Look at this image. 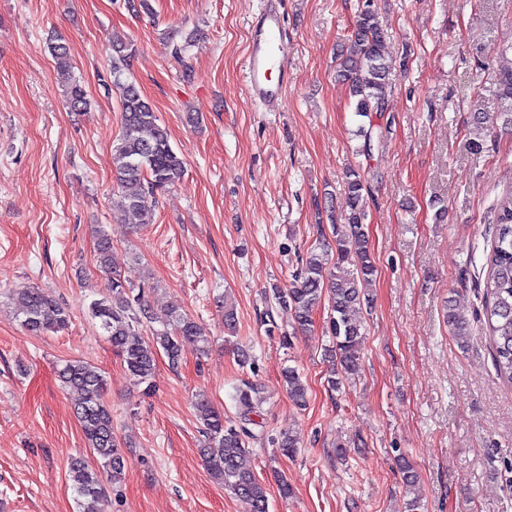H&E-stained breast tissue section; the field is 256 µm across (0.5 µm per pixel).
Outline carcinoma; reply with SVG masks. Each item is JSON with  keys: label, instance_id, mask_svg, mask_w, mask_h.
<instances>
[{"label": "carcinoma", "instance_id": "cac0c4a2", "mask_svg": "<svg viewBox=\"0 0 512 512\" xmlns=\"http://www.w3.org/2000/svg\"><path fill=\"white\" fill-rule=\"evenodd\" d=\"M385 26L375 5L358 6L356 20L346 54L342 55L336 77L349 85L356 115L372 119L386 111L391 87L390 65L385 58ZM47 46L56 60L64 82L68 107L80 112L88 105L86 91L71 70L69 47L62 39L51 35ZM112 86L119 91L121 126L113 141L112 155L120 191L121 209L142 217V223H152L156 193L175 185L184 175V165L170 144L166 127L158 123L153 105L135 84L124 79L135 44L125 36L113 41ZM497 99L503 125L512 127V46L496 52ZM361 143L357 153L371 156L384 139L381 128L373 123L362 124L356 130ZM369 177L357 170L349 171L343 184L347 200L344 222L331 225L336 245L335 270L327 267L328 254L311 252L305 265L293 275L287 288L274 287L272 294L296 329L306 331L313 313L326 300L329 304V330L333 345L328 357L332 367L328 383L340 389L343 381L360 371L363 324L358 314L369 302L367 288L372 285L378 269L369 246L366 230L368 214L364 192ZM492 249L486 256L483 317L485 338L493 353L498 376L512 385V191L504 193L494 208ZM96 261L100 270L110 275L106 293L90 303L93 318L99 320L112 350L137 384H151L156 357L163 353L169 366L176 368L188 350L205 351V339L200 325L174 304L165 317L159 318L141 297L130 296L116 273V258L112 240L101 233L96 243ZM347 264L352 267L348 278H339L335 271ZM14 314L34 335L57 334L68 329L69 311L53 296L40 288H21L13 295ZM448 325L460 338L469 336V322L448 305ZM159 327H153V324ZM151 327L152 340L141 338L139 327ZM57 377L64 387L74 389L79 398L74 414L92 451L94 463L76 457L69 464V479L76 493L78 512H105L108 502L107 484L119 478L126 465L119 447L112 413L103 400L106 378L103 371L82 360H68L57 368ZM282 386L293 404L306 406L307 389L299 372L291 367L282 372ZM238 421L224 416L209 399L196 402V414L204 433L199 453L212 478L224 484L238 497L251 502L252 512H269V497L265 486L257 479L251 465L250 440L254 433L247 428L259 413L264 397L261 387L246 383L237 386L232 396ZM276 453L292 458L298 452V441L289 432L273 440ZM396 464L407 487L418 481L415 467L402 454Z\"/></svg>", "mask_w": 512, "mask_h": 512}]
</instances>
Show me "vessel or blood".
Instances as JSON below:
<instances>
[{
  "label": "vessel or blood",
  "instance_id": "1",
  "mask_svg": "<svg viewBox=\"0 0 512 512\" xmlns=\"http://www.w3.org/2000/svg\"><path fill=\"white\" fill-rule=\"evenodd\" d=\"M282 30L278 0H267L265 9L252 22V39L248 55L247 90L251 98L272 108L282 97L281 80L289 73L288 59L277 43ZM278 73L279 84H272L271 73Z\"/></svg>",
  "mask_w": 512,
  "mask_h": 512
}]
</instances>
